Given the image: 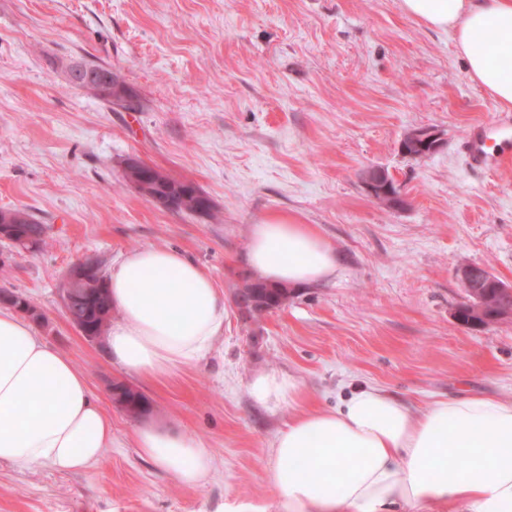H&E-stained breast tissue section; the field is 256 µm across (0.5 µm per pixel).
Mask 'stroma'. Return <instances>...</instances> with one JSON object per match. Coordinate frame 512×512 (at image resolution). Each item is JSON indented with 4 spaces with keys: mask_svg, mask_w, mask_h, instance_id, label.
<instances>
[{
    "mask_svg": "<svg viewBox=\"0 0 512 512\" xmlns=\"http://www.w3.org/2000/svg\"><path fill=\"white\" fill-rule=\"evenodd\" d=\"M112 68L138 107L73 84L70 69ZM501 106L468 76L452 33L407 17L399 0H0V209L23 207L51 245L0 241V290L46 316L38 333L69 354L112 416V446L84 471L0 464V512H278L270 445L297 408L333 406L375 385L424 411L477 394L512 399V318H457L460 271L512 285V168L468 170L470 126ZM438 131L432 154L399 144ZM203 190L212 216L158 208L122 178L128 158ZM388 171L405 200L368 195ZM275 215L315 227L334 276L297 287L246 322L234 293L254 225ZM175 247L207 268L227 317L197 364L144 381L65 319L58 288L74 261ZM294 377L298 406L257 405V374ZM119 380L152 402L153 422L202 440L212 472L184 485L144 460L137 425L112 401ZM441 143L440 134L430 128H417L405 135L401 143L402 153L419 157L426 153V149L430 147V151L436 150ZM363 183L366 192L376 200L402 198L400 194L394 193L395 183L392 182L390 174L385 169L370 168L364 175ZM394 203L395 205H389V207L399 208L403 202L397 198L394 199Z\"/></svg>",
    "mask_w": 512,
    "mask_h": 512,
    "instance_id": "1",
    "label": "stroma"
}]
</instances>
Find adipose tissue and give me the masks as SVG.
Returning a JSON list of instances; mask_svg holds the SVG:
<instances>
[{
  "label": "adipose tissue",
  "mask_w": 512,
  "mask_h": 512,
  "mask_svg": "<svg viewBox=\"0 0 512 512\" xmlns=\"http://www.w3.org/2000/svg\"><path fill=\"white\" fill-rule=\"evenodd\" d=\"M418 23L451 31L468 76L512 109V0H400ZM250 267L273 284H316L339 257L312 225L275 216L255 225ZM120 313L105 336L112 362L157 378L200 361L224 331V294L211 273L173 247L119 254L107 274ZM262 406L295 403L299 382L274 372L248 384ZM140 456L187 486L212 470L203 441L155 425L133 432ZM112 445V417L67 354L0 307V463L79 472ZM471 455L463 468L449 453ZM266 480L279 512H512V400L460 395L418 413L360 386L334 408L298 411L271 444Z\"/></svg>",
  "instance_id": "ef3b65f1"
}]
</instances>
